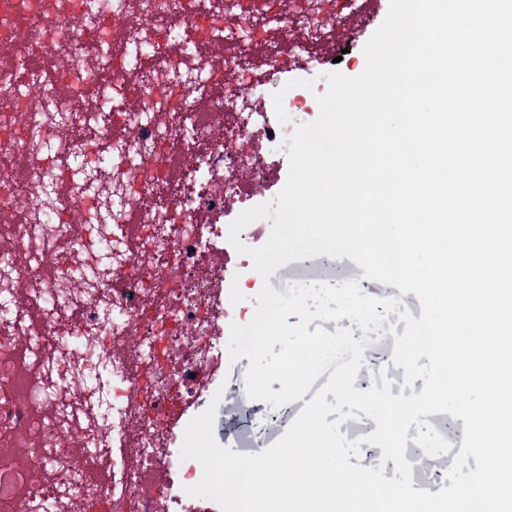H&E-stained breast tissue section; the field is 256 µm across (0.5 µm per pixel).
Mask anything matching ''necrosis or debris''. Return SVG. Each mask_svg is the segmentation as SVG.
Listing matches in <instances>:
<instances>
[{"instance_id": "necrosis-or-debris-1", "label": "necrosis or debris", "mask_w": 512, "mask_h": 512, "mask_svg": "<svg viewBox=\"0 0 512 512\" xmlns=\"http://www.w3.org/2000/svg\"><path fill=\"white\" fill-rule=\"evenodd\" d=\"M324 0L289 12L264 0H0V169L26 161L20 180H0V226L9 260L0 293L14 313L0 319V512H74L75 500H107L112 512H209L195 465L170 448L175 408L201 401L217 335L230 314L213 256L225 221L269 184L303 114L284 100L282 56L255 53L260 31L290 29L302 71L319 58L363 0ZM136 33L112 46L121 16ZM212 20L206 40L185 23ZM224 47L226 81L212 89L204 43ZM96 93L80 108L75 73ZM208 102L222 130L198 113ZM84 128L109 143L107 181L93 168L64 176L60 156L84 154ZM25 210H18L19 193ZM95 206L105 255L75 238L64 219ZM67 245V262L55 249ZM84 270L72 288L70 268ZM111 381L90 399L100 373ZM101 449L86 457L85 449Z\"/></svg>"}]
</instances>
